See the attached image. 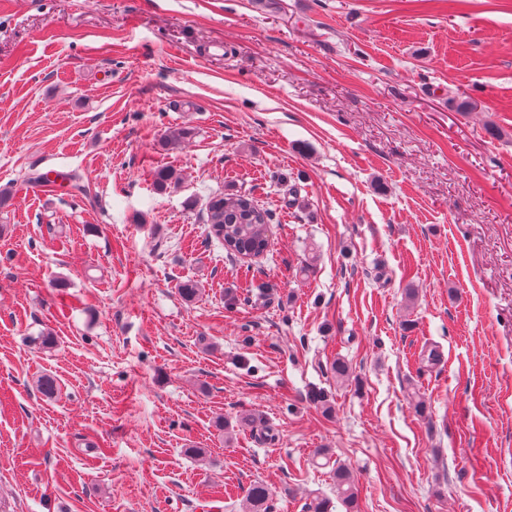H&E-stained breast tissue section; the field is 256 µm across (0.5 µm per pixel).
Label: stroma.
<instances>
[{"mask_svg":"<svg viewBox=\"0 0 512 512\" xmlns=\"http://www.w3.org/2000/svg\"><path fill=\"white\" fill-rule=\"evenodd\" d=\"M0 194V512H512V0H0ZM274 220L270 209L252 197L216 194L206 205L207 239L217 242L227 256L259 258L269 251L267 227ZM335 477L337 496L346 512H357V489L350 471L342 465H336ZM246 512H271V493L262 483L249 487L246 496Z\"/></svg>","mask_w":512,"mask_h":512,"instance_id":"obj_1","label":"stroma"}]
</instances>
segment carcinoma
<instances>
[{
	"mask_svg": "<svg viewBox=\"0 0 512 512\" xmlns=\"http://www.w3.org/2000/svg\"><path fill=\"white\" fill-rule=\"evenodd\" d=\"M273 212L243 194H216L206 205L207 239L224 249L228 256L259 258L269 251L267 227ZM420 368L433 369L441 363V353L431 346L418 355ZM336 492L346 512H357V489L350 471L336 466ZM246 512H271V493L262 483L249 487Z\"/></svg>",
	"mask_w": 512,
	"mask_h": 512,
	"instance_id": "obj_1",
	"label": "carcinoma"
}]
</instances>
